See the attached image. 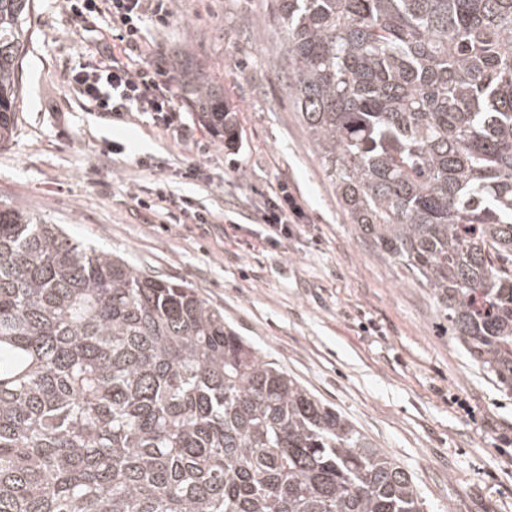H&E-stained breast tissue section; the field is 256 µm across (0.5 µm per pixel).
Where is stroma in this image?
<instances>
[{"instance_id":"stroma-1","label":"stroma","mask_w":512,"mask_h":512,"mask_svg":"<svg viewBox=\"0 0 512 512\" xmlns=\"http://www.w3.org/2000/svg\"><path fill=\"white\" fill-rule=\"evenodd\" d=\"M176 20L148 24L159 61L188 53L224 87L237 149L185 111L189 133L142 114L105 116L66 82L99 34L68 33L56 0H35L23 62L24 105L0 148V199L152 275L189 283L240 336L412 473L426 512H512V390L448 334L429 289L413 282L342 210L288 97L275 0H176ZM126 146L111 155L113 142ZM156 166L141 168V159ZM208 181L170 180L218 220L166 223L133 197L190 163ZM285 182L307 218L288 241L260 237L261 194Z\"/></svg>"}]
</instances>
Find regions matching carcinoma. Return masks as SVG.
Instances as JSON below:
<instances>
[{
    "instance_id": "1",
    "label": "carcinoma",
    "mask_w": 512,
    "mask_h": 512,
    "mask_svg": "<svg viewBox=\"0 0 512 512\" xmlns=\"http://www.w3.org/2000/svg\"><path fill=\"white\" fill-rule=\"evenodd\" d=\"M359 233L512 390V0H277ZM34 0H0V148ZM181 98L237 141L191 56ZM410 473L190 286L0 201V512H424Z\"/></svg>"
}]
</instances>
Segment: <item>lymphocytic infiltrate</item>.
I'll return each mask as SVG.
<instances>
[{"mask_svg":"<svg viewBox=\"0 0 512 512\" xmlns=\"http://www.w3.org/2000/svg\"><path fill=\"white\" fill-rule=\"evenodd\" d=\"M71 31L88 30L102 20L106 50L99 56L74 65L68 82L79 96L98 112L116 116L126 112L148 115L155 127L170 130L180 118L175 102V78L155 62L144 37L147 21L169 24L174 19L172 0H61ZM138 204L161 209L171 224L192 219L209 223L210 213L196 207L193 197L177 195L163 187H141ZM305 212L289 192L277 184L263 195L258 221L267 238H287L290 225L299 223Z\"/></svg>","mask_w":512,"mask_h":512,"instance_id":"f902f5d3","label":"lymphocytic infiltrate"}]
</instances>
